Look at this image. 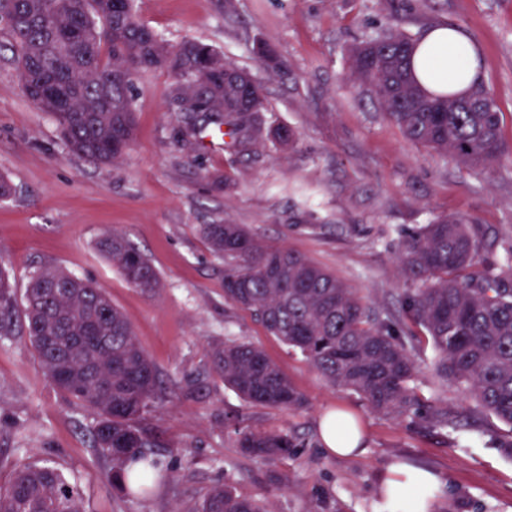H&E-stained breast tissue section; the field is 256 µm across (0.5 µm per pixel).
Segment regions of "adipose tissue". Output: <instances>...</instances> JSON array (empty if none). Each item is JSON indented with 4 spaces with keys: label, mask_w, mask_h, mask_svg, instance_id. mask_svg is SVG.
I'll list each match as a JSON object with an SVG mask.
<instances>
[{
    "label": "adipose tissue",
    "mask_w": 512,
    "mask_h": 512,
    "mask_svg": "<svg viewBox=\"0 0 512 512\" xmlns=\"http://www.w3.org/2000/svg\"><path fill=\"white\" fill-rule=\"evenodd\" d=\"M415 75L427 91H434L432 71L461 70L456 91L468 92L479 83L482 71L478 53L465 34L450 25L429 27L419 41L414 57ZM437 477L424 471H408L396 466L383 485L389 512H427L438 489Z\"/></svg>",
    "instance_id": "ef3b65f1"
}]
</instances>
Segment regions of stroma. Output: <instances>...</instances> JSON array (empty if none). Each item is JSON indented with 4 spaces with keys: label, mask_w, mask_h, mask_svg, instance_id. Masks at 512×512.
<instances>
[{
    "label": "stroma",
    "mask_w": 512,
    "mask_h": 512,
    "mask_svg": "<svg viewBox=\"0 0 512 512\" xmlns=\"http://www.w3.org/2000/svg\"><path fill=\"white\" fill-rule=\"evenodd\" d=\"M135 9L170 45L208 43L250 70L264 87V124L293 129L297 141L277 149L262 134L234 151L177 144L174 78L150 71L136 83L135 139L119 163L103 166L69 153L54 119L25 96L10 52L0 53V175L15 187L0 201V269L20 298L36 270L62 267L126 315L159 377L139 426L165 474L142 496L113 488L112 463L92 444L95 411L54 386L18 328L0 336V484L18 467L52 466L78 484L87 512H198L218 484L273 512H387L382 484L402 464L439 478L429 512H512L508 428L434 375L430 346L418 358L420 413L374 412L225 299L224 262L198 232L245 225L396 320L405 289L398 240L431 215H469L481 258L500 259L512 246V0H135ZM393 17L413 36L446 23L476 45L482 84L502 112L505 153L493 168L468 170L409 143L350 79V47ZM258 40L287 60L288 79L260 67ZM225 173L230 186L216 188ZM109 231L151 261L154 292L128 284L98 251ZM228 337L260 347L304 405H254L225 386L212 351ZM434 408L447 410V424L432 419ZM336 409L364 433L356 456H330L319 440V419ZM241 429L285 432L296 446L258 459L239 448Z\"/></svg>",
    "instance_id": "obj_1"
}]
</instances>
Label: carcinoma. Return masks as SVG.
Wrapping results in <instances>:
<instances>
[{
	"label": "carcinoma",
	"mask_w": 512,
	"mask_h": 512,
	"mask_svg": "<svg viewBox=\"0 0 512 512\" xmlns=\"http://www.w3.org/2000/svg\"><path fill=\"white\" fill-rule=\"evenodd\" d=\"M0 28L30 101L56 121L70 152L103 165L129 149L136 112L135 83L122 66L135 55L141 71H169L187 113H212L216 128L236 142L252 135L264 111L261 83L211 45L166 44L135 16L134 0H0ZM252 53L273 73L288 65ZM415 39L397 20L379 36L354 44L351 77L374 95L389 120L414 145L469 168H489L504 153L501 112L483 86L465 95L453 87L429 93L415 80ZM472 218L439 214L400 241L406 289L404 321L370 312L350 288L306 257L260 242L240 224H204L202 237L224 259V298L255 315L266 330L299 352L329 383L358 394L369 407L402 417L417 405L412 352L428 340L435 371L474 398L512 434V249L499 261L479 258ZM99 248L136 288L152 291L158 275L122 235L109 232ZM14 293L0 270V336L14 331ZM25 331L56 386L97 411L92 442L112 460L114 488L142 495L163 478L149 441L135 422L147 408L158 374L123 312L93 282L54 266L33 273L25 291ZM224 384L246 401L293 409L303 398L257 346L227 339L214 350ZM238 445L260 458L296 447L284 433L238 432ZM0 512H86L77 487L57 469L23 466L0 485ZM200 512H270L261 502L217 486Z\"/></svg>",
	"instance_id": "cac0c4a2"
}]
</instances>
